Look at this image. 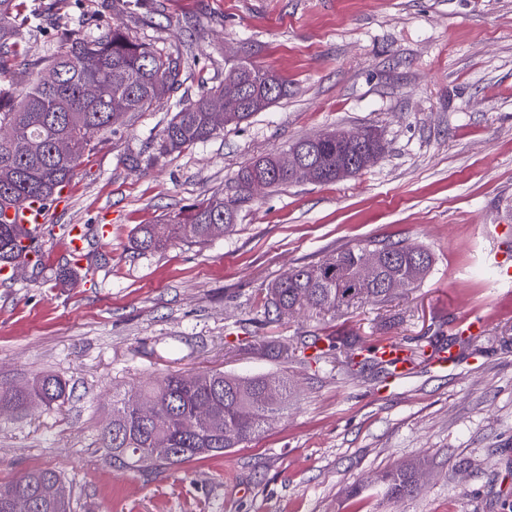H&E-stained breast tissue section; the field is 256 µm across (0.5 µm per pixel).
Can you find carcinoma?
Wrapping results in <instances>:
<instances>
[{"mask_svg": "<svg viewBox=\"0 0 512 512\" xmlns=\"http://www.w3.org/2000/svg\"><path fill=\"white\" fill-rule=\"evenodd\" d=\"M25 0H0V127L12 129L9 141L0 139V215L8 208L29 202L51 206L69 186L84 157L92 154L105 136L118 134L126 118L147 107L174 104L176 112L162 131L159 150L181 151L204 143L228 125H239L262 112L287 94L286 84L276 74L249 61L230 67L228 81H221L195 99L173 101L184 83L189 58L171 53L131 35L119 23L103 17L90 24L79 19L55 39L53 49L39 59L35 71L16 72L7 64L1 49L18 55L19 22ZM56 73L50 84L42 82L45 71ZM94 84L98 94L89 96L85 88ZM224 102L222 125L212 122L211 101ZM361 138H338L336 131L322 134L316 141L304 139L289 151L301 155L309 180L332 183L354 176L375 162L383 146L371 130ZM65 139L75 149L62 154L56 145ZM261 180L266 187L297 181L280 165V154L270 153L242 168L234 180L237 199L252 195V185ZM233 203L224 193L191 205L161 224H143L135 239L143 252H156L174 241L207 244L229 231L236 221ZM21 225L0 218V270L29 262L38 253L39 235L26 238ZM367 251L383 255L378 282L358 288V267ZM433 263L432 254L421 247L399 243L370 244L336 252L313 264L284 273L269 288L268 308L281 318L299 309L318 314L344 312L357 304L385 302L392 297L387 283L402 279L416 288ZM315 355L339 350L337 338L316 336L310 343ZM383 345L366 347V352H348L347 370L383 369L392 363L379 356ZM66 383L55 375H44L20 387H0V406L23 410L31 404L47 407L63 400ZM291 386L284 374L240 377L222 371L186 374L168 372L144 390L152 400L156 416L148 421L136 415V395L112 401V418L98 437L105 460L113 469L136 471L150 476L177 470L201 458L222 455L258 436L268 421L288 408ZM209 409L212 424L196 425L194 416ZM154 448H169L159 457ZM418 466L399 467L384 474L386 494L400 500L418 490ZM62 481L52 469H35L0 484L5 492L27 494L34 499L33 512H73L71 498L47 503L38 495L42 484Z\"/></svg>", "mask_w": 512, "mask_h": 512, "instance_id": "obj_1", "label": "carcinoma"}]
</instances>
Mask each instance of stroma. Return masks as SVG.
<instances>
[{"label":"stroma","instance_id":"obj_1","mask_svg":"<svg viewBox=\"0 0 512 512\" xmlns=\"http://www.w3.org/2000/svg\"><path fill=\"white\" fill-rule=\"evenodd\" d=\"M24 69L81 16L192 51L189 97L246 58L287 97L209 141L162 154L173 110L153 106L84 158L40 233L41 268L0 281V386L52 374L64 401L0 414V484L59 472L76 512H512V0H27ZM334 128L373 129L377 163L335 183L300 181L238 202L223 237L140 254L139 225L217 192L259 157ZM139 156L131 167L130 156ZM86 234L89 272L59 281L61 225ZM428 249L419 287L338 314L268 312L288 269L370 241ZM476 320L486 329L463 338ZM333 335L398 341L408 374L384 383L266 343ZM450 349L448 367L436 350ZM287 372L288 409L230 453L179 470L118 472L98 446L112 397L164 373ZM423 462L418 493L392 500L385 471Z\"/></svg>","mask_w":512,"mask_h":512}]
</instances>
